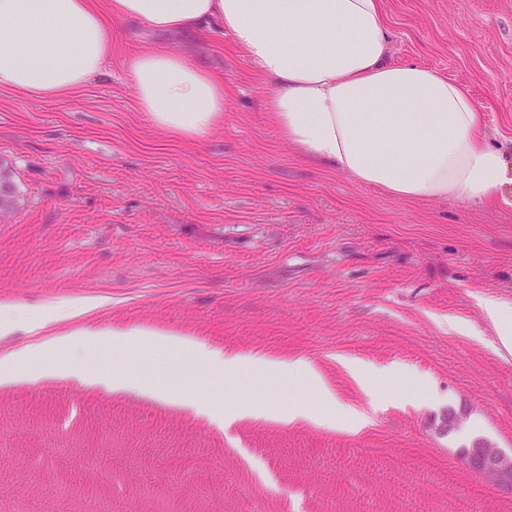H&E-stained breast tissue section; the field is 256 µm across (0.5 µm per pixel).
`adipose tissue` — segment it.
<instances>
[{
  "instance_id": "1",
  "label": "adipose tissue",
  "mask_w": 512,
  "mask_h": 512,
  "mask_svg": "<svg viewBox=\"0 0 512 512\" xmlns=\"http://www.w3.org/2000/svg\"><path fill=\"white\" fill-rule=\"evenodd\" d=\"M132 23L169 36L211 28L229 34L269 83L262 109L282 138L358 184L400 200L512 201L503 191L512 183V165L491 143L468 91L433 69L391 61L381 0H0V88L30 99L68 95L104 72L113 33ZM126 77L143 112L167 135L200 141L224 118V84L192 53L153 44L131 57ZM93 304L69 299L36 316L0 310V336L74 319ZM98 343L189 352L202 369L228 379L288 380L312 391L321 413L258 405L238 410V417L353 433L377 409L379 377H410L400 366L380 370L341 359L363 395L361 403L346 404L305 358L213 351L193 339L130 327L77 330L1 357L0 383L23 375L66 377L115 393L140 389L129 371L50 360L57 351Z\"/></svg>"
}]
</instances>
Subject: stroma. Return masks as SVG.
Segmentation results:
<instances>
[{"label":"stroma","instance_id":"obj_1","mask_svg":"<svg viewBox=\"0 0 512 512\" xmlns=\"http://www.w3.org/2000/svg\"><path fill=\"white\" fill-rule=\"evenodd\" d=\"M391 57L462 85L512 163V0H381ZM112 42L104 76L64 98L0 89V159L23 209L0 224V304L95 307L53 325L149 326L214 350L303 357L345 403L337 357L405 366L428 394L381 381L358 434L244 418L224 429L139 393L73 379L0 385V512H512V493L461 462L484 438L512 448V355L473 297L512 304V207L398 200L306 161L261 103L265 82L229 35L202 55L224 82L205 141L155 127L125 73L156 41ZM466 320L481 337L448 326ZM87 366L132 363L147 384L220 411L315 404L285 380L228 385L161 348L77 347ZM466 408L440 435L433 421Z\"/></svg>","mask_w":512,"mask_h":512}]
</instances>
